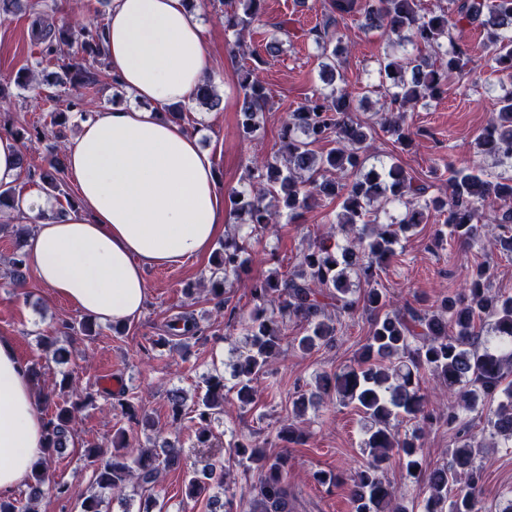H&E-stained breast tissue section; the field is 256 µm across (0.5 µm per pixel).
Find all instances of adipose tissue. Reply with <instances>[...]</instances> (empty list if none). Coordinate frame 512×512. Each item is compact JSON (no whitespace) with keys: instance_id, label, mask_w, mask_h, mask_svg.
<instances>
[{"instance_id":"ef3b65f1","label":"adipose tissue","mask_w":512,"mask_h":512,"mask_svg":"<svg viewBox=\"0 0 512 512\" xmlns=\"http://www.w3.org/2000/svg\"><path fill=\"white\" fill-rule=\"evenodd\" d=\"M202 21L183 0H112L102 40L109 70L136 99L82 121L65 147L78 205L41 219L48 201L23 195L36 224L26 253L39 282L98 321L143 312L150 267L204 255L224 231V190L197 135L169 120L210 67ZM45 420L14 337L0 334V495L23 486L41 456Z\"/></svg>"}]
</instances>
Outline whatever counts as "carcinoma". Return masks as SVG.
<instances>
[{"mask_svg": "<svg viewBox=\"0 0 512 512\" xmlns=\"http://www.w3.org/2000/svg\"><path fill=\"white\" fill-rule=\"evenodd\" d=\"M224 6V31L231 54L249 56L251 64L240 69L238 87L242 94L240 132L251 139L269 111L270 93L259 77L267 60L247 46L245 35L261 22L265 0H219ZM454 20L439 5L431 10L421 0H328L326 19L309 30L322 58L320 80L324 87L314 91L304 104L283 121L280 148L271 156L254 155L249 160L240 186L229 193L231 210L240 224L258 235L282 214L294 219L303 210L315 208L324 198L339 200V211L330 220V230L295 258L293 269L276 270L257 278L251 293L254 307L241 323L247 336L245 346L232 367L233 390L247 405L256 396V384L268 373L273 359L282 351L284 326L295 318L305 325L297 348L311 352L335 340L332 316L351 315L362 309L373 315L370 336L362 346L357 364L332 377L320 376L316 390L303 391L294 400L296 412L317 407L322 396L335 392L357 405L370 426L365 447L368 460L349 478L328 474L323 482L338 486L349 481L353 512H411L405 498L385 480L392 455H398L410 476H422L429 487L425 512H479L480 469L476 465L478 444L469 434V423L461 411L489 408L487 428L492 437L512 441V297L487 287L488 269L480 266L467 281L464 292L444 300L436 310H421L408 302L390 308V299L372 287L379 271L395 253L398 241L431 216L443 217V224L460 240L476 237L482 228L493 227V245L499 254L512 257V175L477 172L470 167L448 163V193L432 195L429 186L410 177L398 159L365 166V153L374 126L357 117L355 91L346 74L343 36L336 31V18H361L366 30H381L390 52L377 60L381 99L379 111L386 114L383 130L402 150L412 147L417 132L407 123V112L439 97L455 77L463 74L470 58L469 45L456 39L454 30L467 25L485 33L491 67L502 74L498 82L497 110L476 139L479 153L499 164L512 165V0H452ZM32 36L46 44L44 59L55 70L43 82L74 88L80 95L62 109L52 97L43 100L42 111L49 125H25L10 132L25 149L49 138L57 153L62 127L72 112L84 110L97 92L96 68L105 65L100 28H76L68 23L51 25L37 17ZM288 36V20L272 26L267 33L266 52H282ZM38 82L30 68L20 70L14 84L0 83V100L11 98V86L26 87ZM326 142V151L316 146ZM63 167L55 160L38 179L43 189L64 194ZM16 189L0 184V213L14 212ZM344 244L336 243V233ZM246 239L236 233L224 234L206 281L215 300L216 312L224 309L230 277L239 275L245 264ZM27 257L23 252L11 258L9 273L24 279ZM365 285L354 295L353 285ZM495 336L492 344L481 345L482 323ZM167 333L184 339L205 335L193 315L181 314L170 320ZM431 369L442 388L444 409L439 416L427 410L428 396L416 380L418 371ZM62 398L53 402L46 419V446L30 477L27 505L0 497V512H31L50 484L55 494L66 497L70 486L52 477L54 457L69 446H79L81 457L93 467L92 491L83 496L80 512H102L101 492L145 499L144 512H164L165 504L155 496L163 470L175 465L179 451L175 442L157 437L150 447L128 453L126 430H116L115 452L101 460L99 446L78 442L74 422L79 413L95 402V394L79 388L70 374L59 382ZM224 374L207 379L204 393L192 407L185 406L178 392L169 399L170 421L176 428L189 419L197 446L207 447L213 424L224 414ZM112 409L130 423L147 421L138 398L122 393ZM439 419L461 435L451 450L448 464L427 470L420 455L423 429ZM413 422L412 434L400 436L397 425ZM238 463L256 471L250 487L248 512H294L296 495L288 485L289 457L271 455L265 443L244 436L234 444ZM224 465H210L187 478L189 495L200 497L212 488L227 485Z\"/></svg>", "mask_w": 512, "mask_h": 512, "instance_id": "1", "label": "carcinoma"}]
</instances>
